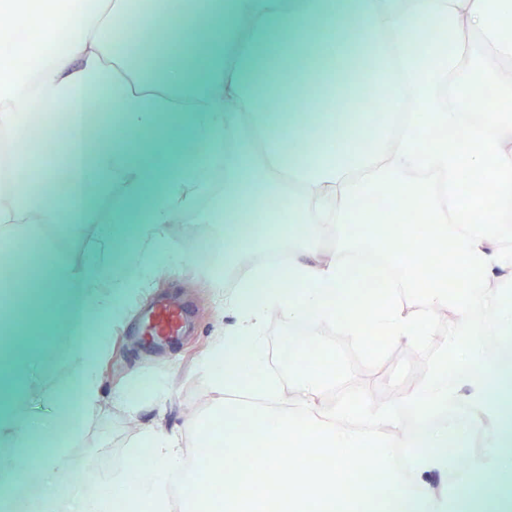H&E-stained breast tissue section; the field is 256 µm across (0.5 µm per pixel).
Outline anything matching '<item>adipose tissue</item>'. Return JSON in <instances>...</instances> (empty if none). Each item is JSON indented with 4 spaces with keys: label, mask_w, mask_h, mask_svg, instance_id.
<instances>
[{
    "label": "adipose tissue",
    "mask_w": 512,
    "mask_h": 512,
    "mask_svg": "<svg viewBox=\"0 0 512 512\" xmlns=\"http://www.w3.org/2000/svg\"><path fill=\"white\" fill-rule=\"evenodd\" d=\"M19 11L43 38L66 41L0 54V138L45 108L71 112L73 133L61 143L74 180L62 204L37 189L56 179L55 165L37 161L0 183V264L15 270L0 283V444L11 448L0 512L34 472L33 456L42 485L53 487L105 403L133 415L147 404L164 409L156 380L106 384L105 358L153 281L192 265L174 259L168 228L210 195L218 166L224 195L202 219L223 225L236 286L211 283L229 322L204 372L217 397L252 394L224 406V445L238 451L222 463L224 499H213L212 463L194 464L185 446L202 427L193 416L177 431L143 427L124 465L77 512H109L116 500L124 512H259L270 497L278 512H447L453 472L462 512H512V345L488 348L477 319L487 313L512 334V304L488 291L512 279V249L501 244L512 222V34L503 28L512 0H189L175 17L152 12L133 28L123 25L128 0H0L1 19ZM480 82L497 87L483 125L462 141L442 137ZM375 86L387 101L374 117L356 102ZM322 96L330 111H302ZM80 104L98 114L95 138L83 135ZM466 168L493 175L491 198H467L458 182ZM103 196L110 228L72 261L57 243L85 236ZM34 214L52 236L11 247ZM330 234L332 251L321 247ZM358 247L384 250L397 267L390 300L352 299L348 255ZM452 271L467 293H449ZM422 281L426 308L416 316L403 299ZM443 309L455 313L443 356L406 395L413 423L365 405L366 427H348L349 400L321 407L330 371L300 364L290 372L301 406L288 413L281 387L260 376L269 314L422 348ZM50 331L73 339L57 361L70 376L65 390L36 376ZM34 396L73 416L66 436L37 425L27 409ZM458 410L466 432L485 441L482 458L449 445L457 426L448 415ZM394 447L407 451L404 468L391 461ZM461 458L472 461L462 475Z\"/></svg>",
    "instance_id": "obj_1"
}]
</instances>
